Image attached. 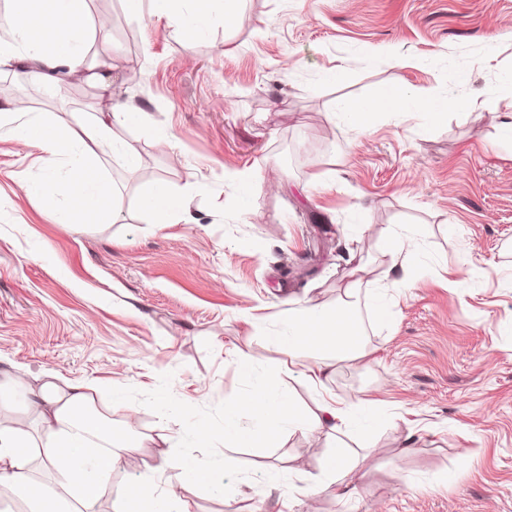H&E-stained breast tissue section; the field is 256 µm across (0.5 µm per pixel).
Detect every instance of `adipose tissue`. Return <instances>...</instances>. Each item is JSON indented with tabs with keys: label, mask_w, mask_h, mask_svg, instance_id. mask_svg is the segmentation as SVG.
<instances>
[{
	"label": "adipose tissue",
	"mask_w": 512,
	"mask_h": 512,
	"mask_svg": "<svg viewBox=\"0 0 512 512\" xmlns=\"http://www.w3.org/2000/svg\"><path fill=\"white\" fill-rule=\"evenodd\" d=\"M9 3L13 37L0 40V66L26 67L32 80L49 79L59 71L81 67L87 42L108 37L107 21L91 18L85 10V0ZM185 3L190 4L192 12L181 17L174 33L189 45L209 24L211 0H152L150 15L159 20L179 15ZM380 95L383 104L379 107L360 99L340 101L336 109L353 129L366 132L384 111L411 112L421 106L430 121L437 123L445 119L447 108L452 105L446 97L424 96L404 83L384 88ZM139 119V112L117 107L75 127L53 113L35 114L19 122L15 132L19 150L38 149L45 172L51 175L60 156L78 159L72 179L63 182L51 177L35 189L36 195L48 203L60 196L68 199L70 209L61 216V224L72 227L119 218L121 211L100 172L99 154L107 150L124 157L127 165H134L135 156L126 151L113 128ZM135 204L158 220L190 218L186 193L174 191L162 180L146 188ZM379 242L390 267L401 268L407 275L413 272L419 252L414 237L404 234L399 226L390 225L381 232ZM357 297V288L351 287L333 307L302 306L282 314L284 328L273 342L288 348L294 357L307 359L308 378L313 386H322L339 362L356 361L365 355ZM277 389L276 377L269 376L253 392L225 404V446L251 447L265 434L281 428L310 435H345L358 425L360 414H367L373 425L382 418L377 406L361 398L342 402L324 396L317 411L305 412L280 397ZM94 391L95 385L89 380L46 381L36 386L17 373L0 380V408L15 402L25 407L13 425L0 427V487L8 488L24 503L27 512H92L93 505L108 490L118 450L139 447L133 426L117 432L107 418L90 415ZM31 415L48 430V438L35 437L29 431L26 419ZM35 460L46 466H60L63 479L58 490H50L30 477L28 465ZM181 468L180 482L165 494H157L152 481L144 480L135 485L134 497L146 504L148 512H188L185 491L220 486L221 470L213 461L188 457L182 460ZM361 480L359 460L351 458L345 449L326 455L320 478L325 487L335 488L339 497L350 500Z\"/></svg>",
	"instance_id": "1"
}]
</instances>
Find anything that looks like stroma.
Masks as SVG:
<instances>
[{"instance_id":"stroma-1","label":"stroma","mask_w":512,"mask_h":512,"mask_svg":"<svg viewBox=\"0 0 512 512\" xmlns=\"http://www.w3.org/2000/svg\"><path fill=\"white\" fill-rule=\"evenodd\" d=\"M87 9L111 21L106 85L2 66L13 89L0 104L69 120L135 107L141 122L115 135L137 164L102 155L122 215L66 229L64 201L25 193L43 171L0 127V371L88 378L114 429L136 416L143 445L120 452L94 512H118L145 478L178 483L187 455L225 462L222 489L185 493L189 512H305L289 506V485L316 486L340 443L377 452L356 499L318 492L316 512H512V151L497 144L512 114V0H239L189 47L122 0ZM392 52L410 66L391 68ZM399 82L470 110L439 124L385 113L364 133L333 113ZM162 131L175 149L158 146ZM244 168L257 171L246 191L228 179ZM159 179L190 192L194 222L155 224L136 208ZM363 224L414 235L410 277L383 263L377 237L357 242ZM355 278L368 355L339 363L324 389L381 401L387 422L339 440L283 430L224 447V405L260 375L315 410L305 362L269 338L284 310L334 305ZM383 286L386 322L368 306ZM243 354L254 374L239 369Z\"/></svg>"}]
</instances>
